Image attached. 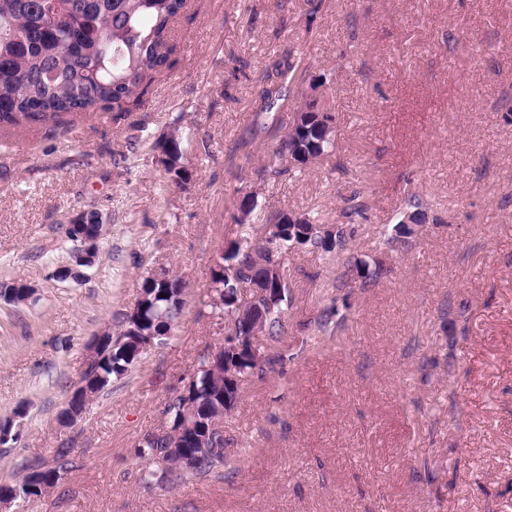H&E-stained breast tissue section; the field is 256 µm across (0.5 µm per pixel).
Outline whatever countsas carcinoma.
Masks as SVG:
<instances>
[{
  "label": "carcinoma",
  "mask_w": 512,
  "mask_h": 512,
  "mask_svg": "<svg viewBox=\"0 0 512 512\" xmlns=\"http://www.w3.org/2000/svg\"><path fill=\"white\" fill-rule=\"evenodd\" d=\"M186 0H0V126L18 127L41 123L59 126L63 117L97 110L127 112L142 105L148 84L154 75L170 67L168 53L162 51L172 21L182 11ZM295 65L279 64L282 84L261 93L262 106L255 113L251 136L271 128V113L279 108L295 84ZM332 121L330 112L313 114L309 132L290 130L266 150L268 165L261 173L273 179L295 174L302 168L285 166L289 159L303 154L317 161L336 152L335 133L320 132L321 121ZM165 152L172 162L165 165L162 190L184 188L191 174L183 163L182 136L172 135ZM369 188L354 192L346 199L342 216L348 224L336 225L335 234H320L321 218L305 214L303 224H286L285 211L268 216L256 230L255 242L241 246L231 243L219 248V258L211 268L204 306L216 323L225 324L224 331L235 337V344L220 346L224 365L232 366L235 375L217 383L206 370V357H199L193 373L183 379L191 386L196 414L213 422V438L204 444L186 443V451L198 459L197 466L186 470L176 465L177 456L166 436L148 433L137 452L154 463L144 475L148 484H174L190 477H206L224 467V416L236 404L245 385L273 364L265 359L261 365L248 361L253 326L240 316L234 297H224V289L235 284L228 272L235 269L250 285H259L245 271L253 265L251 248L262 249L267 266L284 270V256L294 240L312 252L336 256L334 288H345L359 279L365 283L377 277L381 267L370 269L362 258L351 253V233L347 225L365 218ZM268 287L277 289L280 297L268 303L267 298L251 291L255 305L265 312L262 335L275 338L285 332V309L290 307V285L286 278ZM187 282L176 275L159 282L151 273L143 276L142 293L148 300L141 307L142 328L160 334L172 330L181 318L186 304ZM105 356L94 367L83 371L81 380L93 392L103 393L114 379L125 375L135 363L136 336L128 330L127 314H120L117 325L98 332ZM73 468L68 452L61 451L53 466L43 473L46 480L62 481Z\"/></svg>",
  "instance_id": "carcinoma-1"
}]
</instances>
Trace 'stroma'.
I'll use <instances>...</instances> for the list:
<instances>
[{"instance_id": "obj_1", "label": "stroma", "mask_w": 512, "mask_h": 512, "mask_svg": "<svg viewBox=\"0 0 512 512\" xmlns=\"http://www.w3.org/2000/svg\"><path fill=\"white\" fill-rule=\"evenodd\" d=\"M168 47L133 111L0 127V283L35 289L0 299V418L27 407L0 483L62 448L74 462L14 512H512V0H186ZM283 59L326 76L336 152L272 179L262 140L242 139ZM175 127L192 179L163 194L153 146ZM365 178L350 246L380 276L324 297L328 264L289 251L286 332L257 341L274 364L224 419L233 469L146 484L139 442L224 341L201 301L217 244L248 231L238 189L257 195L253 223L288 209L334 224ZM411 196L425 220L395 249ZM92 208L110 218L99 258L58 279L64 227ZM158 266L190 286L166 344L64 426L87 343ZM328 304L341 323L323 334Z\"/></svg>"}]
</instances>
